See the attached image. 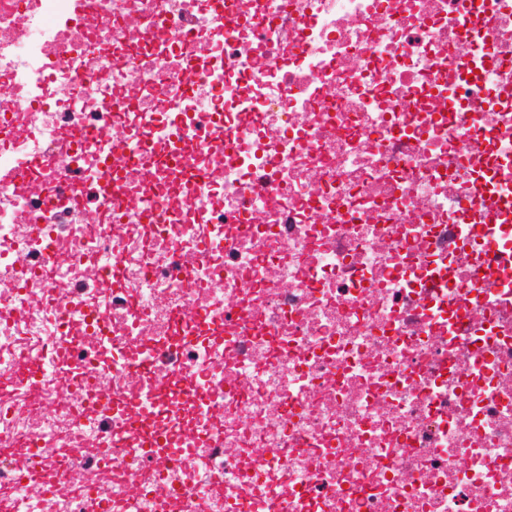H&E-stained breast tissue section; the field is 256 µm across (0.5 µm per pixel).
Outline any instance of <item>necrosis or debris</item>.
I'll list each match as a JSON object with an SVG mask.
<instances>
[{"mask_svg": "<svg viewBox=\"0 0 512 512\" xmlns=\"http://www.w3.org/2000/svg\"><path fill=\"white\" fill-rule=\"evenodd\" d=\"M11 166L0 512H512V0H0Z\"/></svg>", "mask_w": 512, "mask_h": 512, "instance_id": "1", "label": "necrosis or debris"}]
</instances>
